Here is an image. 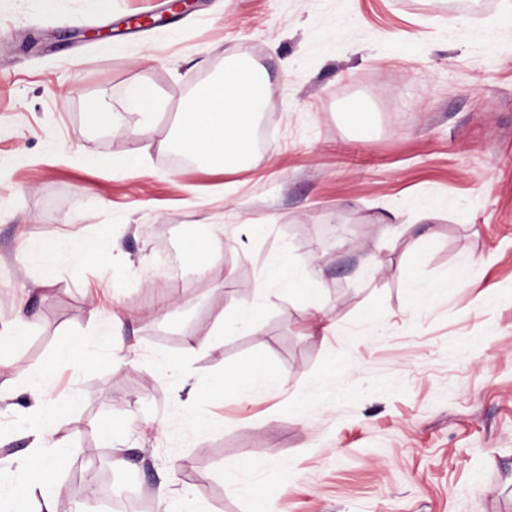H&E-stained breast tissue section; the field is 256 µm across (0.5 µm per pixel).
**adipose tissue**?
I'll use <instances>...</instances> for the list:
<instances>
[{
	"label": "adipose tissue",
	"mask_w": 512,
	"mask_h": 512,
	"mask_svg": "<svg viewBox=\"0 0 512 512\" xmlns=\"http://www.w3.org/2000/svg\"><path fill=\"white\" fill-rule=\"evenodd\" d=\"M260 97V88L252 73L244 68L228 69L221 82L211 84L189 100L183 109L177 132L179 150L203 161L216 171H228L245 164L258 163L252 146L254 120ZM102 254V241L94 236H82L71 242L41 240L28 245L17 255L21 266L34 267L38 276L35 286L42 287L55 279L63 261H89ZM280 284L289 293L308 301H316L321 288L314 278H300L291 268L281 266L262 271L258 278V292H265L272 284ZM260 308L254 307L234 313L230 321L217 322L205 335L188 337L177 358L166 360L165 366L177 381H184L183 363L196 357L203 349L221 342L227 325L256 331ZM282 389V376L261 366H253L227 379L216 374L211 393L215 396L231 392L238 395L252 393L257 387ZM40 422L30 428L29 449L18 458L0 459V469L6 468L24 477L23 489L0 481V512H28L30 497H38L37 512H64L63 501L54 485L60 462L66 449L58 443H48L46 433L51 427V416L40 406H33Z\"/></svg>",
	"instance_id": "adipose-tissue-1"
}]
</instances>
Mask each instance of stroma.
Returning a JSON list of instances; mask_svg holds the SVG:
<instances>
[{
  "mask_svg": "<svg viewBox=\"0 0 512 512\" xmlns=\"http://www.w3.org/2000/svg\"><path fill=\"white\" fill-rule=\"evenodd\" d=\"M135 16L143 39L115 34ZM107 41L122 52L104 57ZM232 62L268 81L260 162L173 165L182 103ZM138 81L166 106L137 141L87 124L92 101L125 114ZM356 102L372 133L349 124ZM136 145L141 167L105 166ZM205 223L223 225L224 253L202 278L186 245ZM330 224L346 236L313 255ZM83 233L122 263H66L34 289L21 248ZM370 255L382 271L368 280ZM280 266L315 274L333 333L308 335L281 286L257 293ZM408 270L468 286L416 315ZM255 305L258 333L226 334L178 389L160 359ZM21 309L27 336L0 342V458L29 445L21 371L45 373L76 512H163L162 485L184 512H249L226 480L244 457L283 481L276 512H512V0H0V325ZM116 312L126 362L58 359ZM252 363L286 392L210 397L215 372ZM192 413L214 428L194 433Z\"/></svg>",
  "mask_w": 512,
  "mask_h": 512,
  "instance_id": "stroma-1",
  "label": "stroma"
}]
</instances>
